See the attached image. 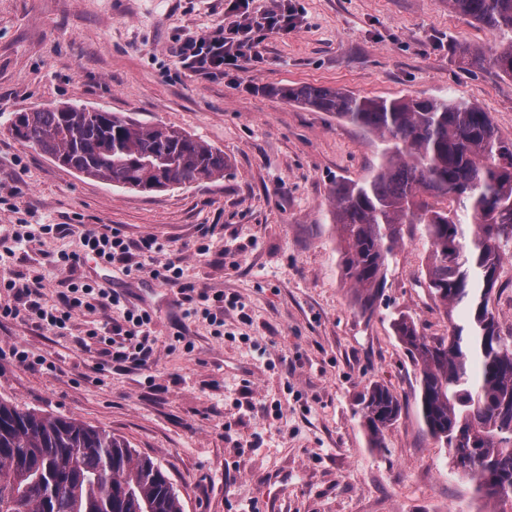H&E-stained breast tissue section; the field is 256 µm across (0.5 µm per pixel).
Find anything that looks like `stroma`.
Segmentation results:
<instances>
[{"label": "stroma", "mask_w": 512, "mask_h": 512, "mask_svg": "<svg viewBox=\"0 0 512 512\" xmlns=\"http://www.w3.org/2000/svg\"><path fill=\"white\" fill-rule=\"evenodd\" d=\"M295 31L270 34L262 60L200 75L171 53L176 38L232 28L226 0H0V229L20 249L0 276H42L52 305L75 279L148 311L157 360L113 368L78 339L111 317L95 309L62 329L0 318V347L18 344L55 371L0 358V397L89 424L161 464L184 512H494L455 470L416 414L419 368L391 321L428 336L449 321L424 271L429 244L404 225L373 312L342 280L330 197L372 169L378 140L275 88L312 84L372 98L445 97L489 112L512 140V78L467 70L462 48L492 53L502 36L448 0H298ZM60 102L165 124L224 152L221 177L138 191L83 177L8 131L10 113ZM47 224L116 227L157 238V264L180 257L184 282L236 297L224 327L185 316L175 288L83 254L78 234ZM213 235L202 236L206 225ZM207 251L196 254L194 247ZM80 253L74 268L59 253ZM182 333L175 341L174 333ZM386 385L402 410L369 447L356 399Z\"/></svg>", "instance_id": "stroma-1"}]
</instances>
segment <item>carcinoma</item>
Listing matches in <instances>:
<instances>
[{"mask_svg":"<svg viewBox=\"0 0 512 512\" xmlns=\"http://www.w3.org/2000/svg\"><path fill=\"white\" fill-rule=\"evenodd\" d=\"M492 32H512V0H448ZM467 69L487 65L512 77V39L487 57L462 52ZM282 98L330 112L375 135L380 162L361 181L331 194L339 267L373 312L385 288L401 225L420 224L430 244L426 278L451 321L427 336L414 319H393L396 336L420 366L418 410L428 433L456 451L457 470L492 500L512 505V333L501 330L489 297L512 244V140L487 112L446 98H369L299 85ZM9 132L62 165L114 186L162 190L224 175V151L188 133L142 127L121 112L77 103L11 113ZM466 199L464 214L448 202ZM358 406L379 446L401 413L390 389L374 383ZM0 512H184L161 465L129 443L74 419L21 409L0 398Z\"/></svg>","mask_w":512,"mask_h":512,"instance_id":"obj_1","label":"carcinoma"}]
</instances>
